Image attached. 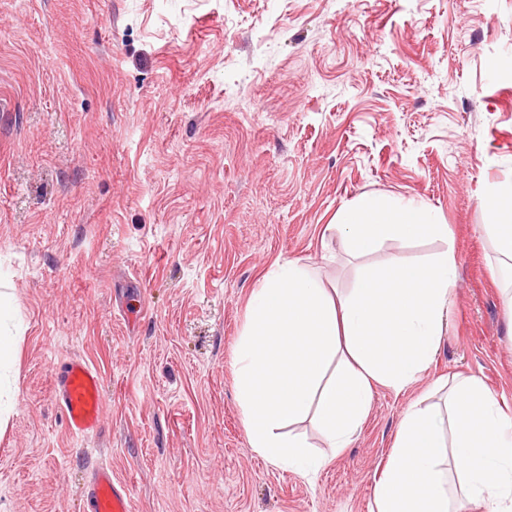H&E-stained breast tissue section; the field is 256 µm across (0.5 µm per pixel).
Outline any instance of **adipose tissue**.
<instances>
[{"instance_id": "obj_1", "label": "adipose tissue", "mask_w": 512, "mask_h": 512, "mask_svg": "<svg viewBox=\"0 0 512 512\" xmlns=\"http://www.w3.org/2000/svg\"><path fill=\"white\" fill-rule=\"evenodd\" d=\"M484 206L495 250L512 260V183L490 185ZM335 227L357 256L389 237L448 235L424 206L368 194L340 209ZM455 273L446 251L369 270L346 296L309 265L274 261L251 292L233 360L249 446L276 465L318 468L295 429L308 421L327 447L346 448L375 385L403 389L433 361ZM455 496L512 512V417L472 376L456 378L441 403L405 409L371 512H450Z\"/></svg>"}]
</instances>
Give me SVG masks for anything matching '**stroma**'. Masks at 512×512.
Wrapping results in <instances>:
<instances>
[{
    "instance_id": "1",
    "label": "stroma",
    "mask_w": 512,
    "mask_h": 512,
    "mask_svg": "<svg viewBox=\"0 0 512 512\" xmlns=\"http://www.w3.org/2000/svg\"><path fill=\"white\" fill-rule=\"evenodd\" d=\"M512 182V0H0V512H87L105 465L134 512H370L407 405L480 378L512 416V312L481 198ZM363 194L449 239L351 255ZM448 251L453 307L404 390L379 385L314 473L249 448L233 358L276 259L342 293ZM104 379L72 437L51 368Z\"/></svg>"
}]
</instances>
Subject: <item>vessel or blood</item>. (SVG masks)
I'll return each instance as SVG.
<instances>
[{"instance_id":"1","label":"vessel or blood","mask_w":512,"mask_h":512,"mask_svg":"<svg viewBox=\"0 0 512 512\" xmlns=\"http://www.w3.org/2000/svg\"><path fill=\"white\" fill-rule=\"evenodd\" d=\"M52 390L69 432L83 439L95 437L105 407L100 370L80 357L57 363L52 369ZM86 491L89 512H132L128 484L115 478L109 468L96 467Z\"/></svg>"}]
</instances>
